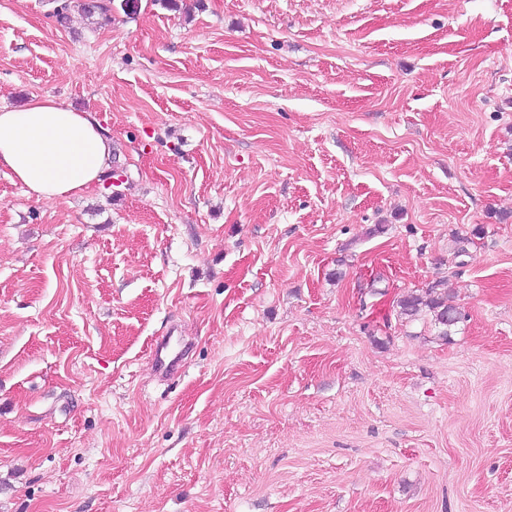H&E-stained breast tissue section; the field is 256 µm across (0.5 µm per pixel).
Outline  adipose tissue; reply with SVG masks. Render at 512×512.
Listing matches in <instances>:
<instances>
[{
    "label": "adipose tissue",
    "mask_w": 512,
    "mask_h": 512,
    "mask_svg": "<svg viewBox=\"0 0 512 512\" xmlns=\"http://www.w3.org/2000/svg\"><path fill=\"white\" fill-rule=\"evenodd\" d=\"M112 141L93 113L32 97L0 109V169L36 201L88 191L109 166Z\"/></svg>",
    "instance_id": "1"
}]
</instances>
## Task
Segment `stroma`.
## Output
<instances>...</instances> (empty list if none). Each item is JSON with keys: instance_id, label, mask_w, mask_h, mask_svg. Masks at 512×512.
<instances>
[{"instance_id": "35a3bbf8", "label": "stroma", "mask_w": 512, "mask_h": 512, "mask_svg": "<svg viewBox=\"0 0 512 512\" xmlns=\"http://www.w3.org/2000/svg\"><path fill=\"white\" fill-rule=\"evenodd\" d=\"M177 3L0 0L123 175L0 170V512H512V0ZM437 283L427 288L424 295L411 293L397 301L398 314L409 321H417L424 314L431 316V321L439 329L438 336L448 337L452 327L462 319V313L456 305L448 300V288ZM180 339L175 336L156 339L149 349L153 368L161 377H167L172 371L181 366L182 350Z\"/></svg>"}]
</instances>
